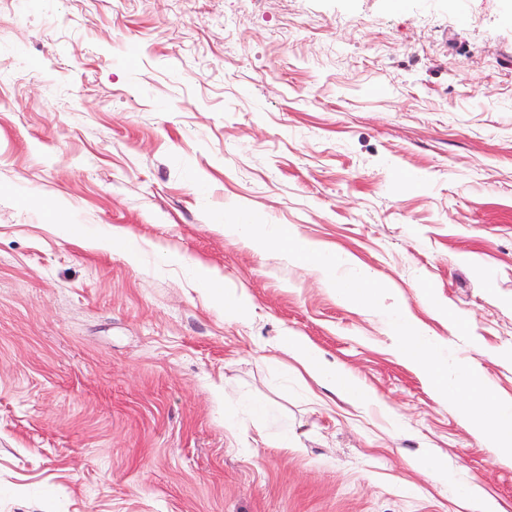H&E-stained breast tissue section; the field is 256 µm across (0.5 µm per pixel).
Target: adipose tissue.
I'll use <instances>...</instances> for the list:
<instances>
[{"mask_svg":"<svg viewBox=\"0 0 512 512\" xmlns=\"http://www.w3.org/2000/svg\"><path fill=\"white\" fill-rule=\"evenodd\" d=\"M279 350L288 353L320 384L337 390L351 402L366 404L374 399L373 392L349 374L324 365L315 346L299 336L282 337Z\"/></svg>","mask_w":512,"mask_h":512,"instance_id":"ef3b65f1","label":"adipose tissue"}]
</instances>
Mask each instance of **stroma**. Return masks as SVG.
<instances>
[{"instance_id": "35a3bbf8", "label": "stroma", "mask_w": 512, "mask_h": 512, "mask_svg": "<svg viewBox=\"0 0 512 512\" xmlns=\"http://www.w3.org/2000/svg\"><path fill=\"white\" fill-rule=\"evenodd\" d=\"M207 205L369 268L512 402V0H0V512H512L383 318ZM279 350L288 353L320 384L337 390L355 404H367L374 399L373 392L349 374L337 372L321 362L315 346L300 336H283Z\"/></svg>"}]
</instances>
